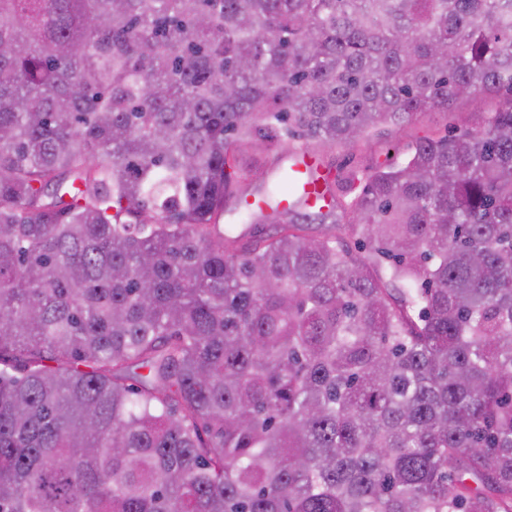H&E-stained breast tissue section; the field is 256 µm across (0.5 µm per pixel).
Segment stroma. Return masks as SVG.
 Listing matches in <instances>:
<instances>
[{"label":"stroma","instance_id":"35a3bbf8","mask_svg":"<svg viewBox=\"0 0 512 512\" xmlns=\"http://www.w3.org/2000/svg\"><path fill=\"white\" fill-rule=\"evenodd\" d=\"M499 104L497 97L476 93L458 102L452 110L422 112L402 125L379 124L372 133L352 146L322 145L292 140L276 149L256 142L236 155L235 175L230 196L218 224L225 234L247 241L256 235H272L273 224H254L239 205L241 198L260 194L265 180L274 178L287 151L306 150L329 181L351 172H365L403 162L419 140L455 135L481 128Z\"/></svg>","mask_w":512,"mask_h":512}]
</instances>
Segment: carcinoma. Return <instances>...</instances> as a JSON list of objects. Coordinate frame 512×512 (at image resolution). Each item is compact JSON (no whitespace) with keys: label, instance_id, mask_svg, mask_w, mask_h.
I'll return each mask as SVG.
<instances>
[{"label":"carcinoma","instance_id":"carcinoma-1","mask_svg":"<svg viewBox=\"0 0 512 512\" xmlns=\"http://www.w3.org/2000/svg\"><path fill=\"white\" fill-rule=\"evenodd\" d=\"M500 91L215 230L244 142ZM0 512H512V0H0Z\"/></svg>","mask_w":512,"mask_h":512}]
</instances>
